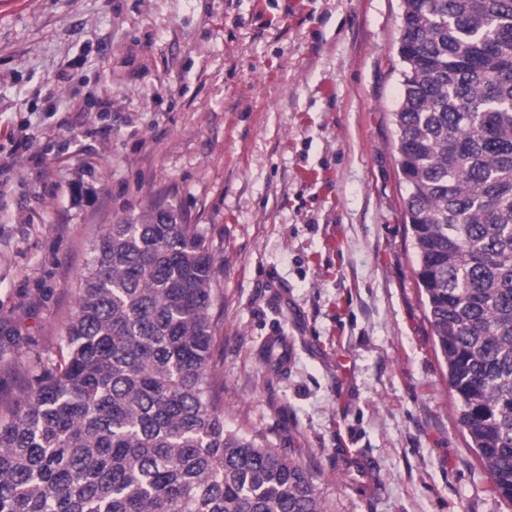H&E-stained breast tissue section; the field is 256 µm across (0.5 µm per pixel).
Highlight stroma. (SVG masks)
I'll return each mask as SVG.
<instances>
[{"instance_id": "1", "label": "stroma", "mask_w": 512, "mask_h": 512, "mask_svg": "<svg viewBox=\"0 0 512 512\" xmlns=\"http://www.w3.org/2000/svg\"><path fill=\"white\" fill-rule=\"evenodd\" d=\"M402 11L0 0V319L56 354L95 240L166 197L219 270L228 427L303 465L335 512H512L458 422L415 274ZM275 339L281 371L260 355Z\"/></svg>"}]
</instances>
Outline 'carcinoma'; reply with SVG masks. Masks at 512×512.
Segmentation results:
<instances>
[{
	"label": "carcinoma",
	"instance_id": "obj_1",
	"mask_svg": "<svg viewBox=\"0 0 512 512\" xmlns=\"http://www.w3.org/2000/svg\"><path fill=\"white\" fill-rule=\"evenodd\" d=\"M394 115L415 269L458 422L512 504V0H403ZM57 359L0 413V512H333L226 428L208 246L156 201L94 244ZM26 339L0 321V356Z\"/></svg>",
	"mask_w": 512,
	"mask_h": 512
}]
</instances>
